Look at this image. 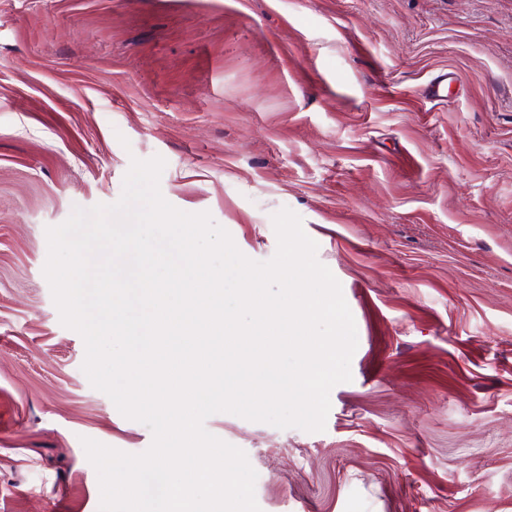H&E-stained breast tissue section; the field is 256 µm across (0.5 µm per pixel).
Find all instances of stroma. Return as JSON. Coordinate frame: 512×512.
Wrapping results in <instances>:
<instances>
[{
	"label": "stroma",
	"instance_id": "35a3bbf8",
	"mask_svg": "<svg viewBox=\"0 0 512 512\" xmlns=\"http://www.w3.org/2000/svg\"><path fill=\"white\" fill-rule=\"evenodd\" d=\"M156 155L252 260L298 214L355 321L324 431L205 422L261 512H512V0H0V512H99L82 438L151 445L43 268Z\"/></svg>",
	"mask_w": 512,
	"mask_h": 512
}]
</instances>
